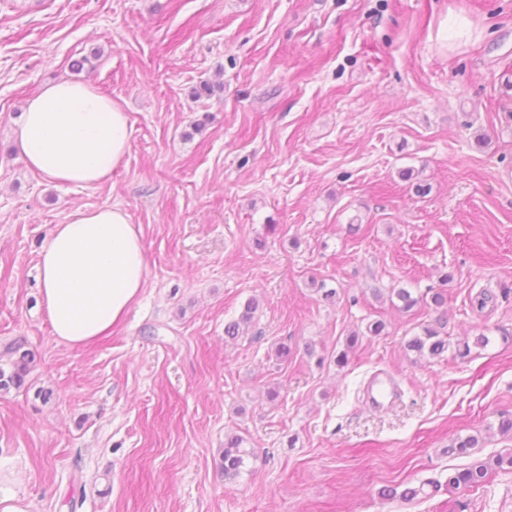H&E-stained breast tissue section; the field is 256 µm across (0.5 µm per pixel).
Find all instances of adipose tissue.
I'll list each match as a JSON object with an SVG mask.
<instances>
[{"instance_id":"adipose-tissue-1","label":"adipose tissue","mask_w":512,"mask_h":512,"mask_svg":"<svg viewBox=\"0 0 512 512\" xmlns=\"http://www.w3.org/2000/svg\"><path fill=\"white\" fill-rule=\"evenodd\" d=\"M130 137L127 112L78 81L30 97L14 130L27 167L57 184L107 180ZM37 277L54 336L72 347L91 345L125 321L146 288L140 232L121 208L76 210L43 246Z\"/></svg>"}]
</instances>
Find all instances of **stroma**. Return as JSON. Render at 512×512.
I'll return each mask as SVG.
<instances>
[{"instance_id":"1","label":"stroma","mask_w":512,"mask_h":512,"mask_svg":"<svg viewBox=\"0 0 512 512\" xmlns=\"http://www.w3.org/2000/svg\"><path fill=\"white\" fill-rule=\"evenodd\" d=\"M62 79L129 115L102 184L45 181L11 138ZM101 206L139 229L147 288L72 348L36 266ZM395 288L444 290L448 351L407 350L437 314ZM15 339L34 363L0 393V482L24 512H512L510 469L446 486L512 452V0H0V348ZM379 370L401 397L378 410ZM229 433L253 452L231 479ZM504 465L512 468V453L506 456H497L493 462L492 460L477 461L461 471L451 472L448 474V490L477 488L484 484L490 469L493 467L503 468Z\"/></svg>"}]
</instances>
